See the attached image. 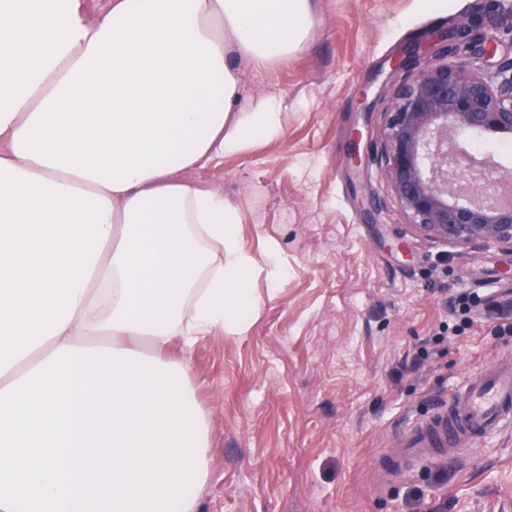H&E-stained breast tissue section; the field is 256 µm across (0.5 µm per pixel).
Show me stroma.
Segmentation results:
<instances>
[{
	"instance_id": "35a3bbf8",
	"label": "stroma",
	"mask_w": 512,
	"mask_h": 512,
	"mask_svg": "<svg viewBox=\"0 0 512 512\" xmlns=\"http://www.w3.org/2000/svg\"><path fill=\"white\" fill-rule=\"evenodd\" d=\"M288 63H241V108L274 96L280 135L210 161L192 179L240 212L261 307L243 336L212 332L190 382L210 428L196 512H504L512 425L454 460L382 457L451 403L469 376L512 357V251L406 234L383 168L350 162L351 132L379 140L364 110L390 61L438 30L470 29L512 57V0H314ZM288 275L266 279L269 246Z\"/></svg>"
}]
</instances>
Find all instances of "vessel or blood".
I'll list each match as a JSON object with an SVG mask.
<instances>
[{"mask_svg":"<svg viewBox=\"0 0 512 512\" xmlns=\"http://www.w3.org/2000/svg\"><path fill=\"white\" fill-rule=\"evenodd\" d=\"M511 420L512 359L504 358L467 378L453 402L417 426L405 445L418 461H430L462 445H480Z\"/></svg>","mask_w":512,"mask_h":512,"instance_id":"1","label":"vessel or blood"}]
</instances>
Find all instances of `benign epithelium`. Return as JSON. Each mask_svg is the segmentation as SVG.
I'll list each match as a JSON object with an SVG mask.
<instances>
[{
  "label": "benign epithelium",
  "mask_w": 512,
  "mask_h": 512,
  "mask_svg": "<svg viewBox=\"0 0 512 512\" xmlns=\"http://www.w3.org/2000/svg\"><path fill=\"white\" fill-rule=\"evenodd\" d=\"M468 42L458 28L393 61L403 78L389 90L375 157L411 235L512 250V205L499 206L482 183L498 163L468 149L472 136L512 134V58L488 74L458 56ZM450 55L457 60L446 62Z\"/></svg>",
  "instance_id": "7a95c632"
}]
</instances>
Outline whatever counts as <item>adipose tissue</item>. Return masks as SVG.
I'll use <instances>...</instances> for the list:
<instances>
[{
	"label": "adipose tissue",
	"mask_w": 512,
	"mask_h": 512,
	"mask_svg": "<svg viewBox=\"0 0 512 512\" xmlns=\"http://www.w3.org/2000/svg\"><path fill=\"white\" fill-rule=\"evenodd\" d=\"M312 0H0V390L57 348L191 350L260 308L238 209L189 174L276 138L236 66L283 63Z\"/></svg>",
	"instance_id": "1"
}]
</instances>
